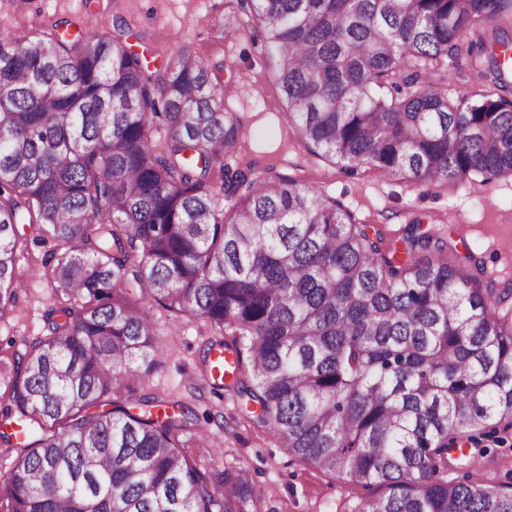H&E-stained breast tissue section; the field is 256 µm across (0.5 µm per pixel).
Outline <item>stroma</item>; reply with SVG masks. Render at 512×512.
Returning a JSON list of instances; mask_svg holds the SVG:
<instances>
[{
  "label": "stroma",
  "instance_id": "obj_1",
  "mask_svg": "<svg viewBox=\"0 0 512 512\" xmlns=\"http://www.w3.org/2000/svg\"><path fill=\"white\" fill-rule=\"evenodd\" d=\"M225 0H0V41L30 37L67 20L72 31H95L114 16H123L142 34L151 65H161L181 48L194 51L219 68L229 111L244 113L258 150L277 152L289 171L339 199L357 222L376 225L386 240L401 237L407 224L419 223L447 235L459 255L483 261L489 276L512 280V178L482 188L443 184L416 185L390 180L376 170L347 174L334 160L309 152L298 139L281 142L286 109L274 70L261 42L224 38L215 25L223 21ZM56 243L29 241L17 264L25 286L17 292L14 316L0 324V350L22 348L46 335L45 316L56 299L45 277ZM151 311L164 330L154 371L121 400L163 396L190 403L209 413V431L223 443L228 475L246 472L255 493L247 512H357L370 491L303 462L263 427L252 422L233 389L207 379L210 353L217 340L201 320L173 314L159 305ZM478 466L459 465L451 477L512 486V430L500 432Z\"/></svg>",
  "mask_w": 512,
  "mask_h": 512
}]
</instances>
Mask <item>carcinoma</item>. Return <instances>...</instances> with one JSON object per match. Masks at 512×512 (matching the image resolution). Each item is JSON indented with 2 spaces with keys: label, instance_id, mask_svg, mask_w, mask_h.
I'll return each mask as SVG.
<instances>
[{
  "label": "carcinoma",
  "instance_id": "obj_1",
  "mask_svg": "<svg viewBox=\"0 0 512 512\" xmlns=\"http://www.w3.org/2000/svg\"><path fill=\"white\" fill-rule=\"evenodd\" d=\"M228 3L225 32L260 29L311 153L416 183L512 177V0ZM113 28L0 42V322L17 225L63 249L48 334L0 358V512L253 498L243 478L224 489L222 453L201 470L183 452L207 436L184 403L112 399L150 372L148 298L233 337V389L302 461L383 488L358 512H512V489L448 478L464 444L512 428V283L475 286L415 224L400 257L340 200L247 160L244 117L197 55L151 71Z\"/></svg>",
  "mask_w": 512,
  "mask_h": 512
}]
</instances>
